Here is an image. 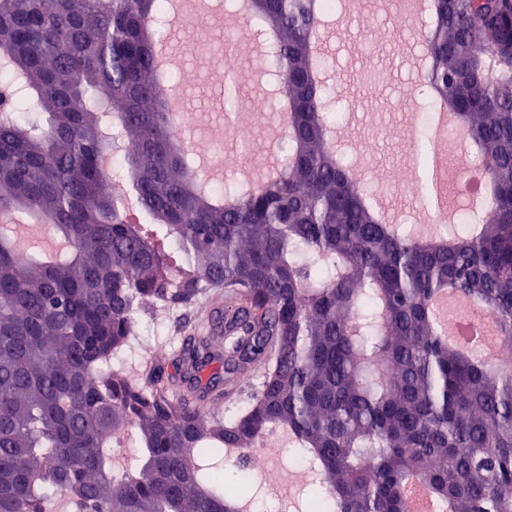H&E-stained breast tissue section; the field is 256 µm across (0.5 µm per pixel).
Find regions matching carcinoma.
Listing matches in <instances>:
<instances>
[{
  "instance_id": "obj_1",
  "label": "carcinoma",
  "mask_w": 512,
  "mask_h": 512,
  "mask_svg": "<svg viewBox=\"0 0 512 512\" xmlns=\"http://www.w3.org/2000/svg\"><path fill=\"white\" fill-rule=\"evenodd\" d=\"M167 0H0V214L21 212L69 243L16 253L0 224V512H226L259 486L224 483L225 451L288 431L310 482L303 512H404L411 475L435 512H512V0H434L422 44L432 111L416 141L433 211L435 109L454 114L490 195L439 243L378 221L332 144L314 34L335 0H262L250 14L288 99L290 150L272 178L209 191L173 133L155 80ZM240 72L224 44V121ZM132 192L98 164L110 141ZM135 204L180 254L128 221ZM224 289L175 375L201 398L263 369L248 407L222 418L150 380L103 372L139 308ZM455 288L489 317L508 356L493 365L442 340L428 309ZM134 430L138 459L113 465ZM464 448L466 452L458 453Z\"/></svg>"
}]
</instances>
